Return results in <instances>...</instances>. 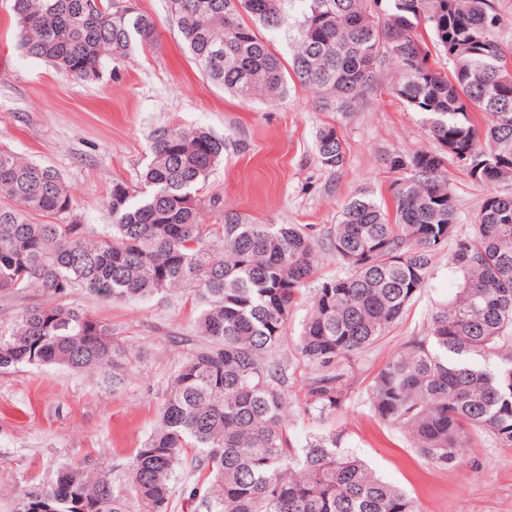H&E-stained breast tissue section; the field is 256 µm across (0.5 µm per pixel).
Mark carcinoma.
Masks as SVG:
<instances>
[{
  "label": "carcinoma",
  "mask_w": 512,
  "mask_h": 512,
  "mask_svg": "<svg viewBox=\"0 0 512 512\" xmlns=\"http://www.w3.org/2000/svg\"><path fill=\"white\" fill-rule=\"evenodd\" d=\"M284 2L168 0L202 73L269 103L288 80L255 28L284 26ZM299 2L291 69L318 107L356 111L389 65L387 91L423 115L442 152L388 156L399 174L393 214L356 191L326 232L344 272L318 277V240L303 228L255 224L231 210L222 224L203 223L198 192L224 159V138L210 131H154L146 191L113 182L111 228L99 237L70 220L75 201L57 170L0 148V301L44 298L0 331V370L109 372L112 386L122 385L134 352L111 325L64 303L77 291L90 301L186 293L198 308L157 424L125 470L65 465L18 497L15 512H171L179 470L194 512H416L336 436L311 434L295 450L283 413L288 364L277 351L294 301L310 290L297 347L318 373L302 411L319 421L334 414L349 386L342 363L399 320L450 240L456 291L377 373L369 405L438 467L455 465L474 432L512 448V197L488 194L473 231L461 235L442 176L453 146L474 180L512 179V67L492 0H388L383 14L378 0ZM11 17L27 55L79 81L100 80L108 66L118 72L158 38L152 15L113 0H12ZM433 49L450 70L430 64ZM316 142L322 166L344 165L335 126L319 129Z\"/></svg>",
  "instance_id": "obj_1"
}]
</instances>
